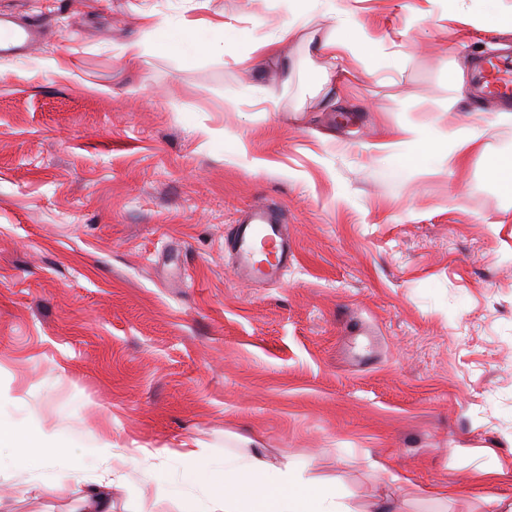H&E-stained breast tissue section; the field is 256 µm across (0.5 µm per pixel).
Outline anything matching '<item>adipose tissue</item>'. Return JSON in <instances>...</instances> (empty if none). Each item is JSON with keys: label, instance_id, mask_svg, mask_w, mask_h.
Here are the masks:
<instances>
[{"label": "adipose tissue", "instance_id": "ef3b65f1", "mask_svg": "<svg viewBox=\"0 0 512 512\" xmlns=\"http://www.w3.org/2000/svg\"><path fill=\"white\" fill-rule=\"evenodd\" d=\"M147 33L168 32L177 48L207 54L223 52L240 38L241 31L223 19H180L176 29L159 18L148 4L138 5ZM358 24L348 14L333 18L330 33L318 49L329 64L341 61L356 43ZM482 129L464 128L446 133L435 128L405 126L395 132L383 149L388 159L407 161L420 169L463 165L481 148ZM54 439L53 432H31L13 419L0 417V471L34 472L47 460L43 447ZM182 479L166 483L165 493L180 497L187 487H199L208 500V512H351L340 489L307 477L304 469L284 465L269 467L259 456L225 460L223 467L208 466L199 452L178 453Z\"/></svg>", "mask_w": 512, "mask_h": 512}]
</instances>
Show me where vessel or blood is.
<instances>
[{
	"label": "vessel or blood",
	"instance_id": "vessel-or-blood-1",
	"mask_svg": "<svg viewBox=\"0 0 512 512\" xmlns=\"http://www.w3.org/2000/svg\"><path fill=\"white\" fill-rule=\"evenodd\" d=\"M41 42L38 25L20 26L11 20L0 23V55L27 51ZM481 95L490 107L512 102V73L493 59L479 67ZM233 272L244 282H275L295 258L283 215L266 206H253L243 223L235 225L228 241Z\"/></svg>",
	"mask_w": 512,
	"mask_h": 512
}]
</instances>
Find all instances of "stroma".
<instances>
[{"label":"stroma","mask_w":512,"mask_h":512,"mask_svg":"<svg viewBox=\"0 0 512 512\" xmlns=\"http://www.w3.org/2000/svg\"><path fill=\"white\" fill-rule=\"evenodd\" d=\"M141 0H0L41 45L0 58V394L101 443L309 465L354 512L512 500V207L488 160L512 126L479 105L473 59L512 68V0H210L244 36L182 59ZM365 31L342 70L309 44L334 13ZM310 17L253 59L277 26ZM276 108L258 112L256 87ZM478 126L461 169L388 162L399 126ZM240 149L228 156L225 135ZM288 218L296 259L245 283L226 246L248 209ZM103 462L0 474V512H78ZM171 458L121 467L112 512H180ZM419 487L411 494L409 486Z\"/></svg>","instance_id":"obj_1"}]
</instances>
